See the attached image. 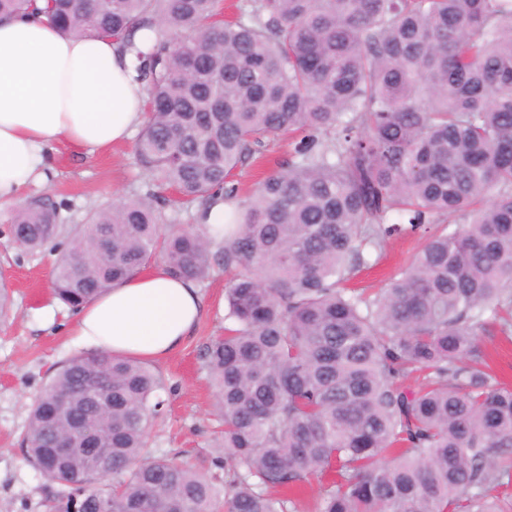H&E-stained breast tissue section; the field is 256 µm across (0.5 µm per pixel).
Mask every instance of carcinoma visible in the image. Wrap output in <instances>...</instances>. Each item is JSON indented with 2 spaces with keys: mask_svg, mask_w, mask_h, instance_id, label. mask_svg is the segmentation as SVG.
I'll return each mask as SVG.
<instances>
[{
  "mask_svg": "<svg viewBox=\"0 0 512 512\" xmlns=\"http://www.w3.org/2000/svg\"><path fill=\"white\" fill-rule=\"evenodd\" d=\"M40 13L120 42L147 89L144 193L74 227L48 198L11 215L22 249L58 251L53 296L75 311L158 259L202 282L213 237L165 223L164 191L232 205L233 325L204 353L217 472L148 454L159 371L81 353L35 395L23 438L64 488L54 512H296L291 490L313 478L316 512H503L512 388L481 337H512V0H239L221 23L217 0H0L1 18ZM140 30L155 33L146 50ZM296 132L240 198L235 173ZM407 224L442 228L375 293L348 287ZM69 415L108 467L88 447L47 464Z\"/></svg>",
  "mask_w": 512,
  "mask_h": 512,
  "instance_id": "carcinoma-1",
  "label": "carcinoma"
}]
</instances>
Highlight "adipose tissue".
Segmentation results:
<instances>
[{"mask_svg":"<svg viewBox=\"0 0 512 512\" xmlns=\"http://www.w3.org/2000/svg\"><path fill=\"white\" fill-rule=\"evenodd\" d=\"M144 104L132 55L111 39L67 34L42 16L0 18V208L43 180L56 146L92 153L128 140ZM205 308L195 281L156 262L79 310L69 333L154 363L194 336Z\"/></svg>","mask_w":512,"mask_h":512,"instance_id":"adipose-tissue-1","label":"adipose tissue"}]
</instances>
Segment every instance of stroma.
I'll return each instance as SVG.
<instances>
[{"instance_id": "obj_1", "label": "stroma", "mask_w": 512, "mask_h": 512, "mask_svg": "<svg viewBox=\"0 0 512 512\" xmlns=\"http://www.w3.org/2000/svg\"><path fill=\"white\" fill-rule=\"evenodd\" d=\"M134 141L113 145L89 155L59 147L46 182L29 184L24 200L50 198L68 225L84 223L93 211L122 197L143 193L147 174L136 163ZM11 208L0 209V285H6L13 306L0 318V512H45L44 502L55 488L26 463L22 440L28 408L42 385L62 361L82 351L67 331L70 310L52 295L50 272L56 258L52 248L31 254L19 248L10 234ZM418 230L386 241L376 266L359 273L362 288L379 287L424 243ZM220 261L201 284L209 309L196 333L178 353L155 365L165 377L164 418L149 437L151 452L173 450L189 466L210 471L217 456L220 431L214 398L203 367L204 348L223 336L227 326ZM54 320H47V311Z\"/></svg>"}]
</instances>
